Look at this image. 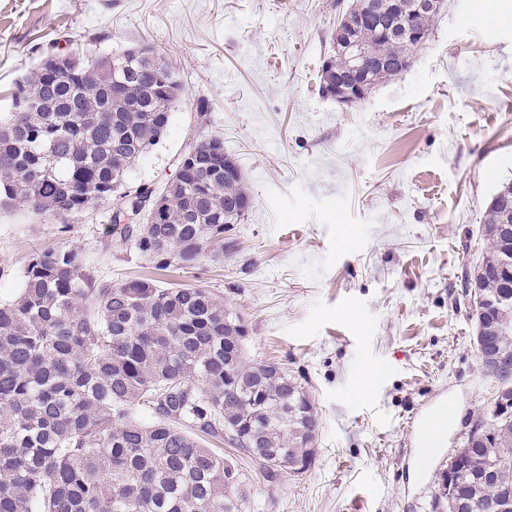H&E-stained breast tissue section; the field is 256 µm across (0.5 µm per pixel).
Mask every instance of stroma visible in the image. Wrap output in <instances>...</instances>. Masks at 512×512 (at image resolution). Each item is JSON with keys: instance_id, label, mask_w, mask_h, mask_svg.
Listing matches in <instances>:
<instances>
[{"instance_id": "stroma-1", "label": "stroma", "mask_w": 512, "mask_h": 512, "mask_svg": "<svg viewBox=\"0 0 512 512\" xmlns=\"http://www.w3.org/2000/svg\"><path fill=\"white\" fill-rule=\"evenodd\" d=\"M348 2L0 0L1 114L44 51L151 45L183 92L130 186L162 189L178 156L215 135L245 174L239 252L172 280L223 293L248 361L281 363L319 414L312 467L254 476L247 512H437L439 474L498 388L461 279L487 248L493 194L512 182V0L492 12L446 0L412 66L343 107L319 84ZM113 210L93 206L64 232L50 216L0 212V301L34 252L65 242L106 277L145 275L134 251L103 246ZM443 400L458 425L422 453L419 422Z\"/></svg>"}]
</instances>
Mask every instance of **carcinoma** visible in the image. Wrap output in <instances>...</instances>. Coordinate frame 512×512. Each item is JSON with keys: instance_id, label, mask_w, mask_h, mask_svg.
<instances>
[{"instance_id": "cac0c4a2", "label": "carcinoma", "mask_w": 512, "mask_h": 512, "mask_svg": "<svg viewBox=\"0 0 512 512\" xmlns=\"http://www.w3.org/2000/svg\"><path fill=\"white\" fill-rule=\"evenodd\" d=\"M438 15L415 9L405 28L393 15L341 24L321 88L341 75L369 91L398 76L418 48L405 30L428 35ZM176 80L136 49L42 59L0 119V212L22 206L67 224L111 201L166 129ZM209 143L178 159L160 222L112 220L106 240L159 272L238 252L227 232L250 196L237 164L228 179L210 175ZM487 212L490 249L462 288L490 305L493 378L512 387V298L498 300L512 283L502 269L512 246L497 233L512 225V183ZM246 335L208 288L104 278L79 245L31 255L17 295L0 303V512H243L246 476L213 441L240 449L268 480L299 475L292 465L316 457L318 413L279 363H246ZM474 428L488 435L458 449L452 487L440 483L448 512L450 499L468 502L462 512H497L495 492L512 490V415L487 413Z\"/></svg>"}]
</instances>
